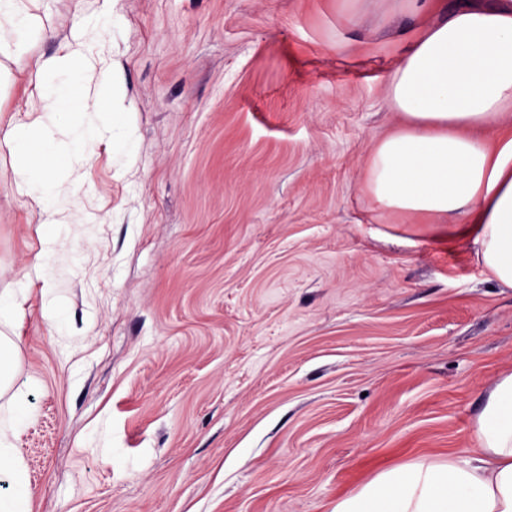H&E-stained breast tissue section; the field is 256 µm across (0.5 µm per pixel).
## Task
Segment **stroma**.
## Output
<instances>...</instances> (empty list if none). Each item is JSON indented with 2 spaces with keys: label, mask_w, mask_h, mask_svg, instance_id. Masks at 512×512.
Here are the masks:
<instances>
[{
  "label": "stroma",
  "mask_w": 512,
  "mask_h": 512,
  "mask_svg": "<svg viewBox=\"0 0 512 512\" xmlns=\"http://www.w3.org/2000/svg\"><path fill=\"white\" fill-rule=\"evenodd\" d=\"M394 0H117L140 137L80 172L95 227L77 350L32 290L14 335L33 512H335L397 464L464 455L512 372V288L460 224L379 206L372 154L415 33ZM33 70L0 121L38 103ZM0 154V287L38 226ZM108 419L112 454L84 447Z\"/></svg>",
  "instance_id": "1"
}]
</instances>
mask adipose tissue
I'll return each mask as SVG.
<instances>
[{"label":"adipose tissue","mask_w":512,"mask_h":512,"mask_svg":"<svg viewBox=\"0 0 512 512\" xmlns=\"http://www.w3.org/2000/svg\"><path fill=\"white\" fill-rule=\"evenodd\" d=\"M114 0H78L70 39L54 55L32 58L36 42L53 39L50 12L24 0H0V27L10 31L4 54L44 82L38 111L0 127V149L14 160V181L39 224V247L22 276L0 287V326L24 322L32 282L41 285V315L51 335L77 347L69 287L92 246L83 230V188L75 174L101 146L124 161L139 140L115 111L112 64ZM98 67V86L78 81ZM393 106L406 123L376 147L366 187L382 206L444 224L462 217L465 232L490 274L512 287V136L488 148L482 130L512 112V0L490 8L460 0L429 26L387 77ZM17 344L0 337V512H32L27 465L17 446L34 418L15 390ZM473 446L444 462L402 464L336 504V512H512V372L502 375L476 417Z\"/></svg>","instance_id":"obj_1"}]
</instances>
